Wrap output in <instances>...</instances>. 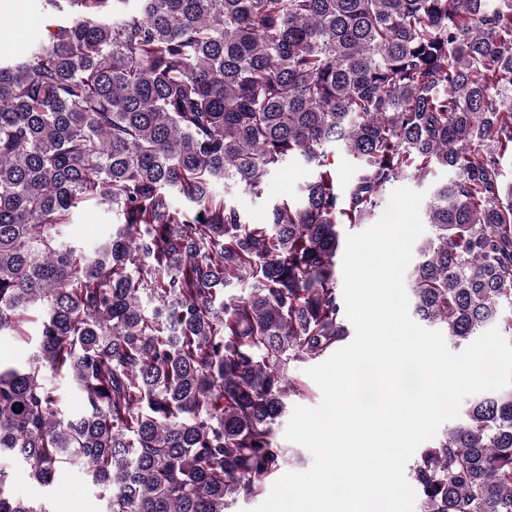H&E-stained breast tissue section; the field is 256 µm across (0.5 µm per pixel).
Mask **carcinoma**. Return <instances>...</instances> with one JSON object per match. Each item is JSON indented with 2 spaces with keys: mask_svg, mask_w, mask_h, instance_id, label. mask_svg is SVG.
I'll return each instance as SVG.
<instances>
[{
  "mask_svg": "<svg viewBox=\"0 0 512 512\" xmlns=\"http://www.w3.org/2000/svg\"><path fill=\"white\" fill-rule=\"evenodd\" d=\"M43 2L47 36L0 56V335L44 310L32 359L0 360V460L43 488L80 470L105 512L261 492L307 391L289 364L349 336L341 228L409 172L452 174L426 207L415 315L459 346L501 321L512 344V0ZM331 146L358 166L342 197ZM293 160L314 178L267 224L214 193L257 195ZM85 202L118 218L90 252L62 240ZM410 479L419 512H512V388L475 399ZM0 512L50 510L0 465Z\"/></svg>",
  "mask_w": 512,
  "mask_h": 512,
  "instance_id": "obj_1",
  "label": "carcinoma"
}]
</instances>
